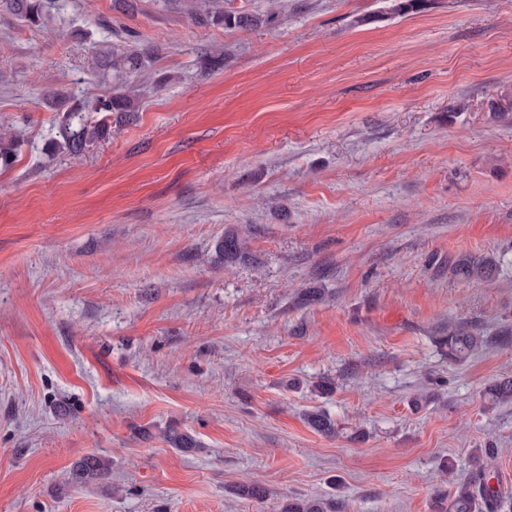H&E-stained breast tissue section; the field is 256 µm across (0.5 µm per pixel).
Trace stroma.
Listing matches in <instances>:
<instances>
[{
  "label": "stroma",
  "instance_id": "obj_1",
  "mask_svg": "<svg viewBox=\"0 0 512 512\" xmlns=\"http://www.w3.org/2000/svg\"><path fill=\"white\" fill-rule=\"evenodd\" d=\"M60 3L52 36L0 9V512H433L479 448L512 495V405L482 399L512 376V0H229L272 14L247 29ZM99 51L146 89L75 157L45 98L113 91ZM464 255L499 270L461 284ZM451 317L490 338L462 363L431 341ZM89 454L108 478L71 483ZM20 134L11 127L0 130V167H10L17 156ZM245 243V240L240 238L236 233L225 232L224 237L216 241L215 251L224 259V264H236L240 261H244L248 257ZM304 420L309 428L321 435L333 436L341 431L336 420L324 411L306 412Z\"/></svg>",
  "mask_w": 512,
  "mask_h": 512
}]
</instances>
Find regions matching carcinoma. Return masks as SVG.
<instances>
[{
	"label": "carcinoma",
	"mask_w": 512,
	"mask_h": 512,
	"mask_svg": "<svg viewBox=\"0 0 512 512\" xmlns=\"http://www.w3.org/2000/svg\"><path fill=\"white\" fill-rule=\"evenodd\" d=\"M3 7L24 21L38 27L45 26L55 8L54 0H5ZM219 20L227 26L251 27L262 23V18L242 11H225ZM123 65L129 70H138L143 66L141 54L136 51L127 53L120 61L104 55L95 59L94 65L104 71L116 69ZM72 106L63 115L61 125L64 128L63 140L65 149L73 156L82 154L89 143L106 138L109 134L108 114L117 112L124 114L134 111V104L126 93H113L97 96L92 99L69 98ZM105 113L101 119L88 121L85 115ZM20 134L6 127L0 130V167H10L17 156L20 146ZM216 253L226 264H236L247 259L245 240L234 232L224 234L215 244ZM496 263L491 257L461 256L451 264V270L462 282L484 280L495 270ZM434 344L454 362L465 361L480 344L486 342L484 337L474 333L462 322L448 320V324L435 330ZM483 397L490 406L512 404V376H505L490 382L483 390ZM304 420L313 431L333 436L341 428L329 414L314 410L305 413ZM164 439L172 448L187 451L197 447L195 438L186 432L169 429ZM110 472V462L101 456L88 455L75 463L71 481L89 483L103 479ZM235 494L241 499L261 500L266 491L256 484H240L235 487ZM503 507L499 491L490 484V474L484 462H479L470 476L455 483L452 494L439 498L434 502L435 512H501ZM330 505L319 499L292 498L281 508V512H328Z\"/></svg>",
	"instance_id": "obj_1"
}]
</instances>
